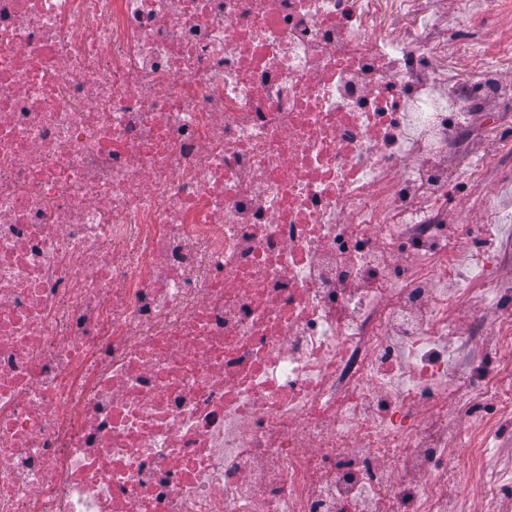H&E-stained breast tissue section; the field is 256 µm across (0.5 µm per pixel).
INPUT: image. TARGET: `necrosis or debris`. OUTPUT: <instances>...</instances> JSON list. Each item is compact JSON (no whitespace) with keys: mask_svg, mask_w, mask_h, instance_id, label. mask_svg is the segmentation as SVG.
Instances as JSON below:
<instances>
[{"mask_svg":"<svg viewBox=\"0 0 512 512\" xmlns=\"http://www.w3.org/2000/svg\"><path fill=\"white\" fill-rule=\"evenodd\" d=\"M380 2L0 0V512H446L495 483L512 387L480 409L460 358L512 359V178L495 224L457 217L489 248L443 225L512 157L448 168L512 85L419 75L511 66L512 8L458 0L495 21L471 47L435 0L389 30ZM448 69L453 70L455 72H458L459 74L465 76L471 81H479L482 78V74L480 71L476 69H468L464 67V61L461 56L459 55H453L448 53V65L445 64V67L435 68L424 72L421 77L425 80H429V74L432 71L439 72L442 74H446L448 72ZM482 192L480 186L469 187L464 183L456 185L448 199V220L454 219L458 211L466 209L471 212L474 224H493L492 215L477 207ZM487 493H489L488 489L469 487L456 496H448L447 512H454L460 505L465 507L467 512H484V501Z\"/></svg>","mask_w":512,"mask_h":512,"instance_id":"1","label":"necrosis or debris"}]
</instances>
